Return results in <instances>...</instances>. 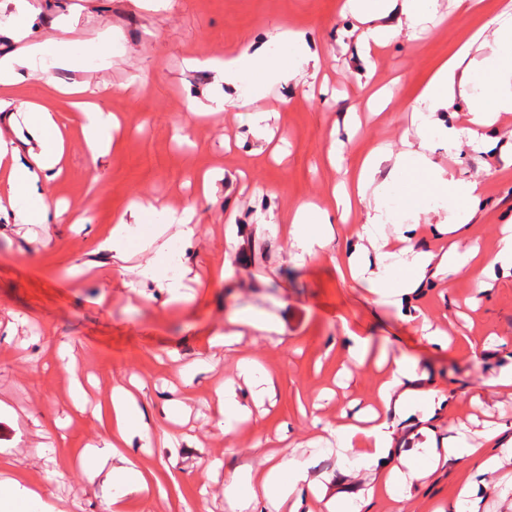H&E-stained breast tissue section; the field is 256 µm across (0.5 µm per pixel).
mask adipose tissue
<instances>
[{"instance_id":"obj_1","label":"adipose tissue","mask_w":512,"mask_h":512,"mask_svg":"<svg viewBox=\"0 0 512 512\" xmlns=\"http://www.w3.org/2000/svg\"><path fill=\"white\" fill-rule=\"evenodd\" d=\"M16 15L13 35L21 41L14 53L0 55V107L12 104L28 70L44 61L70 71L81 70L83 59L70 40L63 37L32 36L23 0H13ZM438 0H343L342 10L363 23L360 42L364 55L390 43L398 34V25L416 31L425 29L436 13ZM397 15V25H389V15ZM492 41L495 52L480 63L469 58L471 44ZM284 46L283 54L259 56L242 47L224 55L206 58L205 66L220 71L225 83L260 87L292 80L299 70L308 67L312 57L305 35L285 30L277 37ZM470 44L442 62L420 96L411 104L420 140L438 137L447 149L460 142L457 128L436 127L433 115L450 106L455 95L468 94L471 80H478L481 92L471 112V141H479L483 127L493 124L499 114L512 112V4L488 19L469 37ZM52 95L68 96L70 105L80 112L84 140L93 156L105 154L112 141V116L90 97L86 83L69 88L52 86ZM26 120L42 134L41 155L35 166L21 163L15 147L0 137V203H7L20 223L46 224L60 216L59 202L40 175L60 168L65 138L58 116L47 98L26 103ZM390 164L391 184H376L375 176L383 164ZM397 193L407 211L419 213L426 200L449 203L443 223L435 230L451 235L453 242L443 255L411 244L413 225L404 223L403 214L389 204L390 193ZM482 195L480 181H462L448 176L425 152L408 150L391 154L383 148L365 154L358 174L349 178L334 196L343 212L362 210L366 218L361 224L357 246L338 252L337 269L343 270L356 285L368 286L378 302L396 303L398 296L416 289L427 273L436 270L469 277L473 301H480L489 288L487 273L494 268L512 270V233L501 237L496 250L482 251L468 232ZM406 211V212H407ZM272 227L288 224V237L302 253L313 256L330 247L334 238V218L328 209L302 202L289 215H272ZM417 365L408 358L395 361L378 389L376 406L356 412H341L337 423L313 417V428L328 433L336 441L338 457L354 456L366 467L379 470L376 489L369 499H386L404 505L411 490L421 484L439 466L454 463L466 467L452 499L436 512H484V499L478 492V476L498 472L512 463V436H504V426L485 422L474 436L462 434L439 437L429 434L423 447L389 458L390 420L406 417L410 405H421L425 417H432L441 403L435 388L416 390L407 398H394L403 381L413 379ZM108 451L127 444L134 431L142 429L137 402L122 387H114L108 411ZM311 463L288 455H271L264 466L247 472H233L224 487L227 512H300L307 498L320 502V512H360L345 498L326 496L322 487L310 476Z\"/></svg>"}]
</instances>
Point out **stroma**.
Masks as SVG:
<instances>
[{
	"mask_svg": "<svg viewBox=\"0 0 512 512\" xmlns=\"http://www.w3.org/2000/svg\"><path fill=\"white\" fill-rule=\"evenodd\" d=\"M342 2L28 0L38 36L58 35L66 16L68 37L82 50L111 30L112 68L99 72L90 57L74 73L33 70L23 99L40 98L60 79L87 81L120 123L108 153L92 163L80 115L61 100L64 172L50 187L66 207L62 222L22 224L11 209L0 211V482L14 478L38 492L39 512H104L115 495L114 459L103 453L87 467L81 458L104 439L99 416L119 384L133 392L147 426L131 437L128 454L164 491L149 501L127 493L123 512H225L226 476L260 466L272 450L313 458L311 474L328 494H367L379 472L339 464L328 434L311 425L315 416L336 422L349 402H377L385 373L371 361L351 364L341 346L349 334L369 338L387 359L409 358L442 387L447 399L430 422L439 435L485 411L512 423V392L489 384L512 364L511 269L492 273L475 306L467 279L446 274L425 278L400 305L381 306L341 277L330 251L302 254L261 222L303 201L333 208V186L377 142L396 154L417 147L408 103L502 0H482L467 13L440 0L427 31L400 34L370 61L359 47L361 26L342 13ZM284 27L306 34L318 81L305 76L249 92L201 64L245 44L268 51ZM387 83L392 109L369 118L370 95ZM214 97H247L250 111L273 116L257 126L215 112L187 125L191 106ZM484 136V146L463 143L451 153L434 139L428 153L455 178L482 182L470 236L490 249L512 225V118L500 116ZM335 139L342 144L337 167L327 157ZM141 198L177 212L195 202L194 235L169 223L153 236L148 214L126 253L105 250L119 216ZM229 233L236 247L228 257ZM175 252L182 286L173 292L166 283ZM244 313L268 321L269 330L241 323ZM425 318L451 326L459 343H428L420 332ZM224 335L239 341L218 344ZM473 343L489 346L477 363ZM242 358L271 378V398L253 402L236 376ZM228 381L252 413L229 433L216 396ZM456 475L453 467L434 472L411 512L447 500Z\"/></svg>",
	"mask_w": 512,
	"mask_h": 512,
	"instance_id": "35a3bbf8",
	"label": "stroma"
}]
</instances>
